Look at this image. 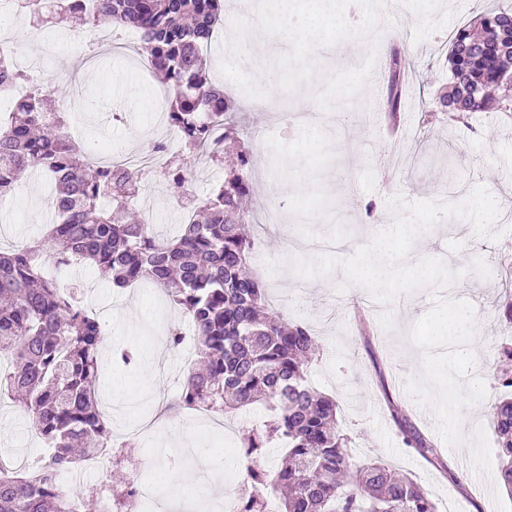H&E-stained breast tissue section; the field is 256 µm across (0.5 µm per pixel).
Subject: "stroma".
Segmentation results:
<instances>
[{
    "label": "stroma",
    "instance_id": "stroma-1",
    "mask_svg": "<svg viewBox=\"0 0 512 512\" xmlns=\"http://www.w3.org/2000/svg\"><path fill=\"white\" fill-rule=\"evenodd\" d=\"M492 7L510 9L512 0H398L387 6L391 23L375 41L316 48L314 87L329 71L359 67L371 50L379 70L377 87H363L323 123L286 121L287 113L308 107L304 90L274 92L269 106L249 109L245 93L223 81L248 130L241 146L251 156L256 201L282 207L279 232L250 227L253 272L267 284L272 308L316 336L319 352L307 379L336 397L355 462L387 461L420 484L438 512H448L452 499L465 512H512V493L479 477L498 471L490 405L502 394L496 376L505 365L503 351L512 348V335L503 333L512 321V281L498 273L500 262L512 258V222L502 219L512 211V112L457 115L438 99L451 83L442 63L445 38ZM7 28L19 48L17 66L26 71L41 61L35 79L61 91L87 149L108 145L116 153L148 155L164 139L173 142L177 162L188 161V149L175 143L168 125L160 82L138 64V34L122 32L119 54L110 38L92 31L80 36L68 26L35 28L16 11L9 12ZM395 48L410 68L391 139L377 114L385 109ZM81 64L90 73L79 81L72 70ZM50 192V182L31 169L14 194L0 200V249L39 247L51 273ZM153 192L148 221L158 237H170L183 222L182 197L161 183ZM382 250L394 261L395 284L363 287L365 260ZM416 260L430 277L420 286L408 277ZM60 274L80 286L104 327L97 391L112 404L105 417L113 436L149 417L155 401L177 402L184 369L162 352L158 338L168 324L189 327L188 318L153 285L120 289L90 265ZM122 349L138 352L133 366L113 364V352ZM395 403L432 439L437 456L428 460L405 447L391 411ZM418 403L423 412L415 411ZM269 417L259 403L249 417L217 415L189 434L161 426L126 449L123 467L112 475L122 479L144 457L162 471L177 459L176 487L156 502L155 512H167L186 489L196 492L195 512H210L215 487L238 497L251 491L244 457L218 451L222 436L239 440ZM44 453L29 416L0 402V458L17 468Z\"/></svg>",
    "mask_w": 512,
    "mask_h": 512
}]
</instances>
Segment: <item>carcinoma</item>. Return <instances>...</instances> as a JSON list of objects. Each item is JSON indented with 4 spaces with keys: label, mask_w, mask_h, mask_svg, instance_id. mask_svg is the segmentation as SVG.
<instances>
[{
    "label": "carcinoma",
    "mask_w": 512,
    "mask_h": 512,
    "mask_svg": "<svg viewBox=\"0 0 512 512\" xmlns=\"http://www.w3.org/2000/svg\"><path fill=\"white\" fill-rule=\"evenodd\" d=\"M36 23L61 25L73 14L96 27L107 20L138 32L148 61L166 91L168 119L179 140L194 152H211L224 162V140L239 136L233 103L209 75L203 52L224 16V0H23ZM451 90L441 105L457 112H512L503 87L512 64V10L483 15L457 28L448 40ZM389 89L398 111L399 81L406 57L393 55ZM28 90L0 117V198L10 195L18 176L30 168L55 185L52 238L62 244L56 267L89 262L112 274L115 286L151 282L189 315L195 326L196 360L187 371L181 403L206 404L232 412L265 403L271 420L240 441L248 460L246 479L255 488H273L278 512H436L419 484L380 462L352 461L349 440L338 422L335 399L306 380L315 336L304 324H290L268 307L264 283L251 271L253 242L243 225L254 216L243 209L251 190L250 155L241 151L224 183L191 217L177 237L161 241L138 213L145 169L94 163L70 135L62 112H46V88L19 70L12 50L0 49V95ZM161 181L184 189L187 169L173 161ZM71 284L52 280L32 247L0 251V354L13 360L0 371L5 394L32 415L33 426L50 452L35 462L38 477L9 475L0 464V512H73L87 503L66 493L59 475L82 459L74 446L88 444L85 458L112 448V433L96 397L98 353L104 328L75 298ZM505 397L491 404L498 439L500 483L512 491V371L497 376ZM404 444L422 456L434 455L430 439L398 420ZM286 450L274 470L260 456L272 442ZM134 477L112 484L107 475L90 491H108L125 508ZM241 512H267L264 496L243 499Z\"/></svg>",
    "instance_id": "obj_1"
}]
</instances>
